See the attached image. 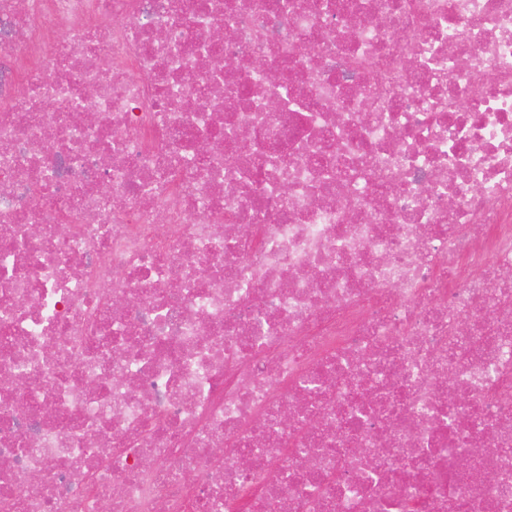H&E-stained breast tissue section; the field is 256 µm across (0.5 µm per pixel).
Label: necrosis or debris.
Returning <instances> with one entry per match:
<instances>
[{
	"label": "necrosis or debris",
	"mask_w": 512,
	"mask_h": 512,
	"mask_svg": "<svg viewBox=\"0 0 512 512\" xmlns=\"http://www.w3.org/2000/svg\"><path fill=\"white\" fill-rule=\"evenodd\" d=\"M104 503L512 512V0H0V512Z\"/></svg>",
	"instance_id": "necrosis-or-debris-1"
}]
</instances>
